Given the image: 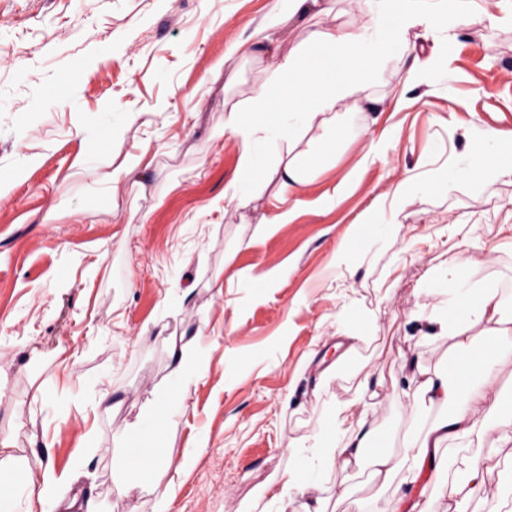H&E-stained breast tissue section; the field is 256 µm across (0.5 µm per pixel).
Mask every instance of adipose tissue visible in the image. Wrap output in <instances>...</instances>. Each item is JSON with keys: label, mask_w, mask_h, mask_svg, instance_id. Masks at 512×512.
I'll return each mask as SVG.
<instances>
[{"label": "adipose tissue", "mask_w": 512, "mask_h": 512, "mask_svg": "<svg viewBox=\"0 0 512 512\" xmlns=\"http://www.w3.org/2000/svg\"><path fill=\"white\" fill-rule=\"evenodd\" d=\"M331 2L288 0L287 7L274 12L255 31L252 56L256 62L264 61L263 54L272 45L276 29L307 13L329 14ZM459 15L458 0H449L443 10L430 7L427 0H378L367 21L313 31L306 44L274 57L267 63V77L257 81L249 97L228 112L224 121L225 130L239 137L242 144L234 190L227 204L246 206L244 190L262 163L266 134L279 131L292 147L312 131L317 142L333 144L343 132L336 121L337 109L365 112L374 108V99L362 94V76L373 74L410 30L428 32L446 27ZM468 174L473 178H512V141L484 131L472 144ZM466 262V257H456L448 269L447 310L437 311L423 304L415 314L429 334L444 335L451 341L453 354L448 368L432 371L418 359L408 360L400 385L402 395L413 406L439 405L443 415L408 439L401 452H374L370 449L377 434L373 422L353 402H339L335 418L319 443L324 467L368 471L382 488L395 482L404 488L423 476L438 486L445 467L440 449L459 441L477 443L491 452L512 446V414L496 415L492 397L496 386L493 358L504 345L512 344V308L498 289H475L461 281L457 271ZM476 324L484 327L482 337L469 334ZM480 348L489 350V359L474 358V351ZM172 362L171 380L162 395L128 432L134 454L153 460L158 471L170 469L172 463L159 456L149 432L166 416L172 402L185 400L189 383L202 368L195 347L189 343L173 349ZM489 473L483 456L459 460L453 468L447 499H419L403 492L393 512H469L472 501L490 494ZM22 478L28 492V512H45L66 480L65 474L56 472L40 457L22 468Z\"/></svg>", "instance_id": "obj_1"}]
</instances>
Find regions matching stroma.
<instances>
[{"label": "stroma", "mask_w": 512, "mask_h": 512, "mask_svg": "<svg viewBox=\"0 0 512 512\" xmlns=\"http://www.w3.org/2000/svg\"><path fill=\"white\" fill-rule=\"evenodd\" d=\"M272 4L0 0V441L49 454L70 476L63 498L154 512L152 487L122 469L127 428L191 341L204 369L161 435L170 512H281L280 477H317L297 451L337 402L364 407L394 452L441 415L411 411L394 383L416 354L448 366L450 342L422 338L414 313L427 292L447 306L456 255L470 286L512 283V178L465 175L469 139L512 140V0H461L455 29L408 34L365 86L379 111L349 115L306 186L271 175L282 143L228 209L241 144L224 118L257 80L234 49ZM374 6L336 0L279 30V52ZM445 44L431 84L405 90L404 61ZM449 170L464 174L451 189ZM370 217L396 233L374 237ZM366 380L378 398L361 396ZM321 497L324 512L392 508L364 472L332 471Z\"/></svg>", "instance_id": "obj_1"}]
</instances>
